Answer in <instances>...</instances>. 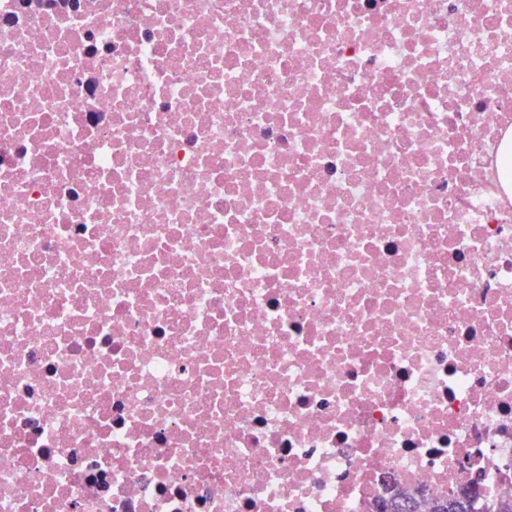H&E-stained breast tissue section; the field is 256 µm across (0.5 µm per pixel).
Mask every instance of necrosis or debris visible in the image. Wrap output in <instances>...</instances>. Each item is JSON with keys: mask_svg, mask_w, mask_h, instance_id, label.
<instances>
[{"mask_svg": "<svg viewBox=\"0 0 512 512\" xmlns=\"http://www.w3.org/2000/svg\"><path fill=\"white\" fill-rule=\"evenodd\" d=\"M512 499V0H0V512Z\"/></svg>", "mask_w": 512, "mask_h": 512, "instance_id": "1", "label": "necrosis or debris"}]
</instances>
